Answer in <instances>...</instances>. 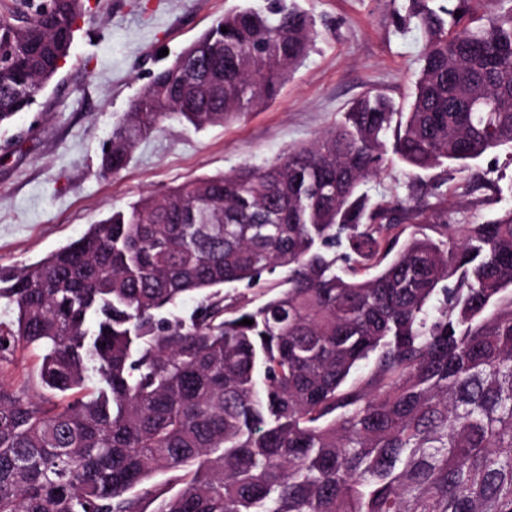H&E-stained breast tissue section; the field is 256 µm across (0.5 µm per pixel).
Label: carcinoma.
I'll use <instances>...</instances> for the list:
<instances>
[{"mask_svg":"<svg viewBox=\"0 0 512 512\" xmlns=\"http://www.w3.org/2000/svg\"><path fill=\"white\" fill-rule=\"evenodd\" d=\"M410 2L408 109L369 92L261 166L0 269V512H512V206L450 224L414 188L364 190L390 154L465 169L512 148V0ZM83 11L0 0V125L70 56ZM316 37L294 0L224 13L134 98L102 171L166 120L222 126L271 101ZM427 212L433 234L400 240ZM278 271L254 301L223 292ZM19 348L38 359L21 384L3 375Z\"/></svg>","mask_w":512,"mask_h":512,"instance_id":"obj_1","label":"carcinoma"}]
</instances>
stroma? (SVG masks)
<instances>
[{
    "label": "stroma",
    "instance_id": "1",
    "mask_svg": "<svg viewBox=\"0 0 512 512\" xmlns=\"http://www.w3.org/2000/svg\"><path fill=\"white\" fill-rule=\"evenodd\" d=\"M240 2L85 0L63 67L28 111L0 126V267L43 258L143 195L273 160L335 127L366 92L408 99L423 49L417 28L397 24L408 0H296L318 36L275 99L204 130L166 121L137 146L124 170L103 174L101 154L112 128L150 72ZM436 176L395 159L367 189L375 197L404 199L411 187L431 190ZM510 204L512 152L449 171L442 200L449 223L488 221Z\"/></svg>",
    "mask_w": 512,
    "mask_h": 512
}]
</instances>
